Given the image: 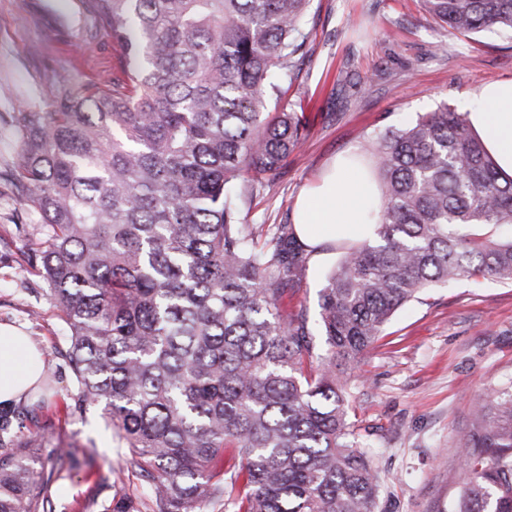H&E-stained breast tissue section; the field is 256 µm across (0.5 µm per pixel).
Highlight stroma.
Here are the masks:
<instances>
[{"mask_svg": "<svg viewBox=\"0 0 512 512\" xmlns=\"http://www.w3.org/2000/svg\"><path fill=\"white\" fill-rule=\"evenodd\" d=\"M0 0V324L21 327L45 355L54 392L20 426L17 445L85 447L55 512H148L149 479L101 408L78 406L64 357L67 329L48 285L28 263L43 243L39 214L20 199V103L48 110L60 78L110 83L112 41L92 34L81 0ZM306 57L287 95L306 126L273 183L242 212L244 223L292 224L300 193L335 158L445 103L462 109L489 82L512 79V35H456L423 0H312ZM342 256L306 259L285 298L305 312L314 357L327 350L318 292ZM347 422L379 474L375 512H440L461 490L460 436L477 399L512 382V283L462 280L423 290L391 317L378 341L345 369Z\"/></svg>", "mask_w": 512, "mask_h": 512, "instance_id": "1", "label": "stroma"}]
</instances>
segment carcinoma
I'll return each instance as SVG.
<instances>
[{
  "label": "carcinoma",
  "mask_w": 512,
  "mask_h": 512,
  "mask_svg": "<svg viewBox=\"0 0 512 512\" xmlns=\"http://www.w3.org/2000/svg\"><path fill=\"white\" fill-rule=\"evenodd\" d=\"M451 33L512 31V0H424ZM310 0H85L112 38V82L68 81L19 118L14 181L42 219L39 263L68 329L75 395L109 416L153 485L152 512H374L378 474L347 427L348 365L423 289L512 281V176L466 115L441 104L371 141L383 208L319 291L327 354L314 375L306 319L281 307L302 272L283 225L242 223L305 128L281 104ZM239 449L248 491L211 469ZM458 504L512 512V385L460 439ZM49 472L0 456V512H54Z\"/></svg>",
  "instance_id": "carcinoma-1"
}]
</instances>
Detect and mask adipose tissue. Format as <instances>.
<instances>
[{"mask_svg":"<svg viewBox=\"0 0 512 512\" xmlns=\"http://www.w3.org/2000/svg\"><path fill=\"white\" fill-rule=\"evenodd\" d=\"M468 121L499 171L512 176V80L485 85L468 109ZM380 206L376 183L342 158L301 193L295 233L319 260L324 246L373 239L372 213ZM44 373L42 356L24 332L0 326V410H11L22 401Z\"/></svg>","mask_w":512,"mask_h":512,"instance_id":"adipose-tissue-1","label":"adipose tissue"}]
</instances>
